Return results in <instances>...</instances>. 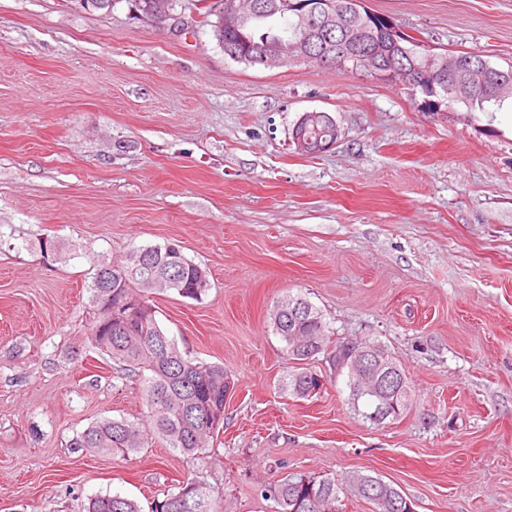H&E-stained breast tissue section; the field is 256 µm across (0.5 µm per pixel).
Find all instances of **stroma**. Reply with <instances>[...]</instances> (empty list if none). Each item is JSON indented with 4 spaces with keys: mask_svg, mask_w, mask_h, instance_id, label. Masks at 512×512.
<instances>
[{
    "mask_svg": "<svg viewBox=\"0 0 512 512\" xmlns=\"http://www.w3.org/2000/svg\"><path fill=\"white\" fill-rule=\"evenodd\" d=\"M440 51L512 61V0H366ZM177 33L79 0H0V512L148 506L204 479L227 512H271L287 474L359 471L415 512H512V102L467 114L348 68L225 58L189 0ZM341 134L295 152L306 112ZM48 241L52 250H41ZM178 243L202 302L155 296L180 351L235 378L224 431L194 457L160 442L100 456L71 441L144 419L139 384L87 342L94 262ZM337 337L383 346L414 391L364 423L326 358L319 394L268 321L287 293ZM326 379L316 370L303 368L302 371L289 373L282 380V386L291 392V395L299 398L309 397L311 391L316 388L314 394L322 390ZM84 512H143L134 500L120 494H99L87 500Z\"/></svg>",
    "mask_w": 512,
    "mask_h": 512,
    "instance_id": "obj_1",
    "label": "stroma"
}]
</instances>
